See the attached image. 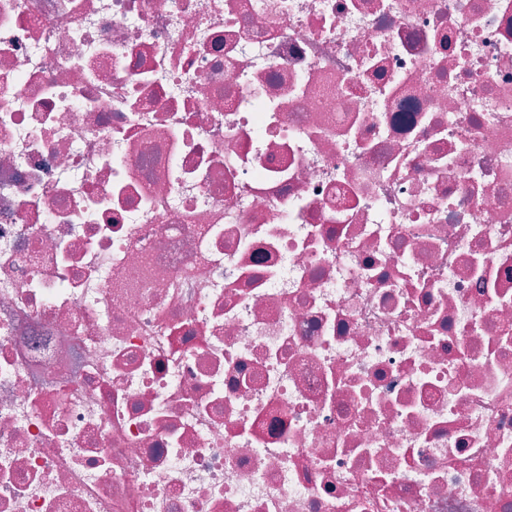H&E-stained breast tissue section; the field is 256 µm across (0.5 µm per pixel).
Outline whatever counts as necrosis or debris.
I'll return each mask as SVG.
<instances>
[{
  "label": "necrosis or debris",
  "instance_id": "1",
  "mask_svg": "<svg viewBox=\"0 0 512 512\" xmlns=\"http://www.w3.org/2000/svg\"><path fill=\"white\" fill-rule=\"evenodd\" d=\"M0 512H512V0H0Z\"/></svg>",
  "mask_w": 512,
  "mask_h": 512
}]
</instances>
